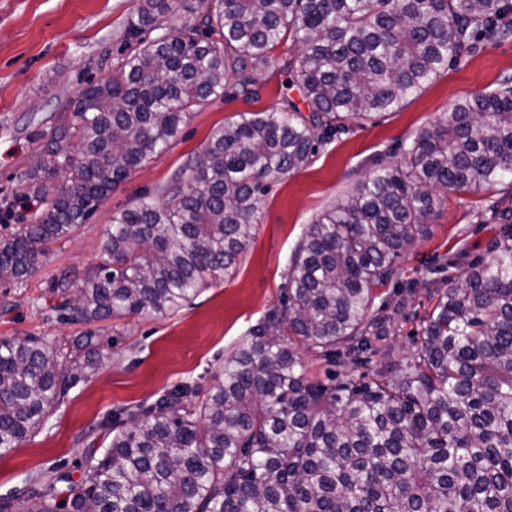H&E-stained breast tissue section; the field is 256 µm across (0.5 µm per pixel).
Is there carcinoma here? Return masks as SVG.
I'll return each instance as SVG.
<instances>
[{"label": "carcinoma", "instance_id": "carcinoma-1", "mask_svg": "<svg viewBox=\"0 0 512 512\" xmlns=\"http://www.w3.org/2000/svg\"><path fill=\"white\" fill-rule=\"evenodd\" d=\"M138 0L137 46L74 101L18 203L32 220L0 238V284L23 287L48 245L75 232L190 115L253 99L289 38L308 113L240 112L164 186L112 213L102 260L52 291L59 320L172 315L232 275L260 223L269 180L306 167L350 122L395 112L469 56L512 37V0ZM164 30L154 39L142 34ZM398 149L306 228L281 304L224 359L208 391L174 387L112 413L65 500L33 479L20 512H512V240L438 293L404 362L375 346L372 313L404 251L429 237L441 194L512 178V75L474 93ZM66 181L52 183L59 170ZM88 329L68 347L0 342V456L40 432L98 367ZM331 369L311 376L303 350ZM339 371H334V368Z\"/></svg>", "mask_w": 512, "mask_h": 512}]
</instances>
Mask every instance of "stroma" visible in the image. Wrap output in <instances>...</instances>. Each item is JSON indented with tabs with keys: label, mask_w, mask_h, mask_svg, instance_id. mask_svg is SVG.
Listing matches in <instances>:
<instances>
[{
	"label": "stroma",
	"mask_w": 512,
	"mask_h": 512,
	"mask_svg": "<svg viewBox=\"0 0 512 512\" xmlns=\"http://www.w3.org/2000/svg\"><path fill=\"white\" fill-rule=\"evenodd\" d=\"M135 0H0V201L15 199L20 180L43 160L45 134L69 122L71 103L89 82L109 76L126 42ZM512 74V40L478 43L396 112L352 125L320 146L310 164L274 181L262 201V220L230 278L202 291L175 314L96 323L104 358L95 375L65 397L46 427L0 457V506L19 508L32 477L49 482L59 470L80 476L90 441L103 440L104 417L155 400L190 383L209 389L225 356L266 313L278 306L288 264L305 228L370 173L377 161L404 162L398 144L447 116L471 93L493 89ZM301 103L290 73L269 68L259 98L215 100L194 112L176 143L136 169L76 232L50 244L27 287L0 285V340L33 336L57 348L71 345L79 324L57 320L53 280L97 265L113 211L163 186L201 152L211 133L245 111ZM512 209V186L448 192L428 239L397 259L372 307L387 318L384 344L392 361L408 357L438 291L459 284L470 263L488 258L512 232L496 208Z\"/></svg>",
	"instance_id": "35a3bbf8"
}]
</instances>
